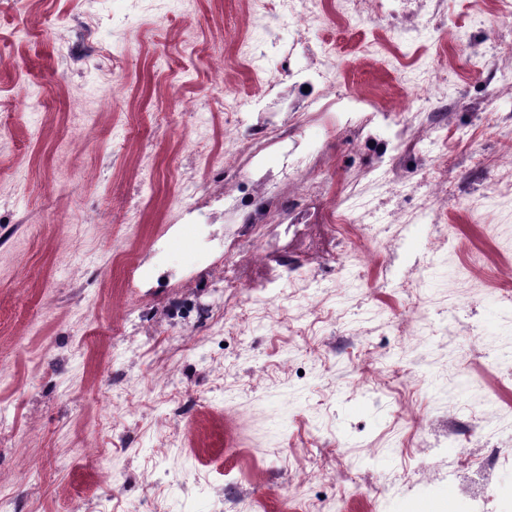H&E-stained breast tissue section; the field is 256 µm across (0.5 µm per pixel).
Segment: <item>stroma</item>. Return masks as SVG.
<instances>
[{"instance_id": "35a3bbf8", "label": "stroma", "mask_w": 512, "mask_h": 512, "mask_svg": "<svg viewBox=\"0 0 512 512\" xmlns=\"http://www.w3.org/2000/svg\"><path fill=\"white\" fill-rule=\"evenodd\" d=\"M511 76L512 0H0V502L494 512Z\"/></svg>"}]
</instances>
